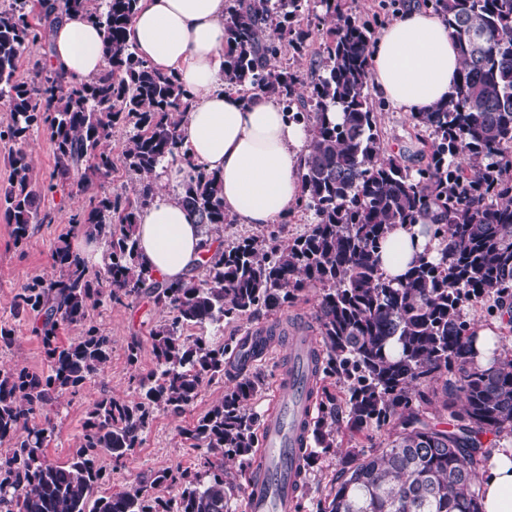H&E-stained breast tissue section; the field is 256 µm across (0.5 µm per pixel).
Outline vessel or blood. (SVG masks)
Listing matches in <instances>:
<instances>
[{
	"mask_svg": "<svg viewBox=\"0 0 512 512\" xmlns=\"http://www.w3.org/2000/svg\"><path fill=\"white\" fill-rule=\"evenodd\" d=\"M319 351L312 332L288 341L292 376L280 380L261 425L259 462L247 480L246 512H295L302 477L301 455L308 446L306 423L316 404L312 359Z\"/></svg>",
	"mask_w": 512,
	"mask_h": 512,
	"instance_id": "1",
	"label": "vessel or blood"
}]
</instances>
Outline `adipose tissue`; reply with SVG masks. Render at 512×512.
Listing matches in <instances>:
<instances>
[{
  "mask_svg": "<svg viewBox=\"0 0 512 512\" xmlns=\"http://www.w3.org/2000/svg\"><path fill=\"white\" fill-rule=\"evenodd\" d=\"M227 0H139L127 41L193 92L180 127L184 145L206 171L223 179L224 209L239 223L282 220L301 193L307 133L288 121L278 101L243 100L224 88ZM50 63L63 82L90 80L109 67L102 29L82 13L60 15L49 30ZM462 69L457 43L441 15L405 5L378 36L371 74L378 94L402 112H423L455 93ZM422 224L390 226L379 252L384 278L401 279L420 256L435 258L439 242ZM141 262L162 282L187 278L207 258L200 224L175 194L155 190L139 214ZM479 474L482 512H512V438L486 449Z\"/></svg>",
  "mask_w": 512,
  "mask_h": 512,
  "instance_id": "adipose-tissue-1",
  "label": "adipose tissue"
}]
</instances>
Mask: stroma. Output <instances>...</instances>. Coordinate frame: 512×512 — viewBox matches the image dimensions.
<instances>
[{
  "label": "stroma",
  "instance_id": "35a3bbf8",
  "mask_svg": "<svg viewBox=\"0 0 512 512\" xmlns=\"http://www.w3.org/2000/svg\"><path fill=\"white\" fill-rule=\"evenodd\" d=\"M370 98L375 107L377 129L385 155L408 156L410 167H418L419 162L413 153L420 139L429 138V130L414 126L407 113L391 107L378 93H371ZM134 132L130 124L113 131L111 145L115 167L108 177L100 179L87 191L80 190L73 181L56 190H48L55 164L54 146L41 132L33 133L25 143L24 149L32 166L31 185L40 197L41 211L46 214L47 220L33 226L27 241L18 244L13 240L11 226L0 217V324L13 331L11 346L0 347L1 369L19 365L36 373L46 371L43 348L33 332V319L16 315L14 297L31 278L51 273V254L59 237L70 229V215L87 206L91 196L133 194L138 177L125 166L122 152ZM315 303L316 294L311 291L306 299L285 305L276 313L262 312L249 320L225 321L218 325L190 326L185 328L184 334L191 339L203 338L207 344L216 346L231 337L250 335L254 329L275 321L307 326L311 323ZM167 317V311L146 295L91 309L88 322L109 336L111 357L103 371L77 395L62 396L54 404L51 417L55 429L45 449L47 461L66 462L78 448L87 413L102 395L108 394L120 400L135 398V375L148 372L153 363L150 354L145 352L139 365H130L127 346L136 339L147 349L151 343V329ZM286 342L284 336L271 337L266 355L249 367L250 372L262 382L261 394L252 406L257 414L266 412L276 381L282 376L287 359ZM234 383V376L228 375L224 379L203 384L198 397L182 414L154 410L143 434L142 444L132 455L120 463L113 461L110 455H101L99 464L105 472L106 481L96 488V496L148 486L154 495L166 499L175 494L180 485L171 481L154 485L153 479L158 473L169 471L177 474L185 470L202 473L201 462L205 451L187 438L185 430L220 400L225 390ZM347 421L345 405H338L334 444L326 452L320 453L317 462L307 470L295 512H322L336 488L337 476L348 461L355 456L378 451L385 447L390 438L389 427L373 426L362 435L352 433Z\"/></svg>",
  "mask_w": 512,
  "mask_h": 512
}]
</instances>
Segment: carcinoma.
Instances as JSON below:
<instances>
[{"mask_svg":"<svg viewBox=\"0 0 512 512\" xmlns=\"http://www.w3.org/2000/svg\"><path fill=\"white\" fill-rule=\"evenodd\" d=\"M228 0L224 15V86L277 99L288 120L309 132L294 208L313 215L304 234L286 245L276 234L245 238L201 264L202 272L161 285L139 259L136 227L153 196L158 170L178 164L185 172L177 197L204 230L233 223L224 210L222 179L195 163L180 136L193 93L177 74L156 69L127 42L139 0H38L41 20L55 11L84 12L104 31L108 72L64 84L58 73L38 82L15 79L19 60L42 39L29 20L30 0L0 9V100L9 110L0 140L19 145L11 159L5 215L14 241L41 224L39 196L23 150L29 135L44 132L55 149L48 190L73 172L86 190L113 168L112 130L133 123L123 151L139 176L134 197L101 195L70 217L105 244L102 269L92 272L68 237L52 252L53 273L36 276L15 296L14 309L38 325L49 370H0V512H87L104 481L99 454L126 459L142 441L153 411L182 413L202 384L236 370L224 391L187 438L208 448L202 462L208 483L181 475L184 487L161 500L146 489L95 500L92 512H228L230 490L224 459L259 447V417L249 408L261 390L249 363L267 338L248 336L209 346L182 336L184 327L243 320L264 308L279 310L312 288L322 339L315 373L352 380L350 430L392 425L391 440L376 453L354 458L344 469L323 512H482L473 490L483 459V438L512 429V358L474 364L473 332L463 320L465 303L495 295L493 314L512 325V0H422L443 16L456 39L463 67L455 95L410 116L431 131L416 169L382 154L369 97L372 27L339 7L338 0ZM326 29L321 53L310 61L311 81L275 66L285 51L302 54L311 27ZM427 219L441 258L422 260L395 285L380 273L375 253L393 224ZM154 296L170 317L151 331L155 369L138 375V396L103 395L88 412L79 447L63 464L48 462L44 448L53 425L50 407L75 395L96 377L111 355V340L88 327L69 343L64 326L82 325L89 304ZM417 382L442 383V409L455 421L440 429L414 400ZM41 427H28L37 416Z\"/></svg>","mask_w":512,"mask_h":512,"instance_id":"carcinoma-1","label":"carcinoma"}]
</instances>
